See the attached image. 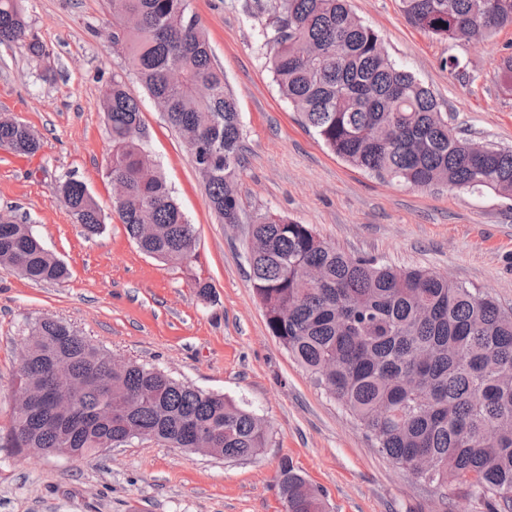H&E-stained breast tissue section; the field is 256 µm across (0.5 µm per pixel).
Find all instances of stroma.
<instances>
[{
  "label": "stroma",
  "instance_id": "35a3bbf8",
  "mask_svg": "<svg viewBox=\"0 0 512 512\" xmlns=\"http://www.w3.org/2000/svg\"><path fill=\"white\" fill-rule=\"evenodd\" d=\"M392 61L430 88L462 136L512 149V84L501 59L512 25L477 42L449 40L408 22L400 0H349ZM26 19L53 53L0 44V113L30 126L43 146L20 157L0 147V212L26 217L69 276L33 283L0 268V512H284L278 461L292 458L323 490L327 512H484L462 493L419 481L373 446L271 336L249 273V227L280 214L326 243L396 268H424L512 307V199L492 192L418 189L379 180L327 150L281 95L260 40L254 0H189L237 98L245 165L241 222L213 213L181 135L107 34V0H23ZM457 57L460 74L445 59ZM120 75L140 104L147 151L192 224V259L172 264L139 251L112 219L110 152L101 90ZM85 182L107 217L87 235L59 198ZM209 283L199 296L196 280ZM54 317L121 360L246 405L267 420L271 443L229 461L149 439L75 460L6 450L13 382L32 324Z\"/></svg>",
  "mask_w": 512,
  "mask_h": 512
}]
</instances>
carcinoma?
Segmentation results:
<instances>
[{"mask_svg": "<svg viewBox=\"0 0 512 512\" xmlns=\"http://www.w3.org/2000/svg\"><path fill=\"white\" fill-rule=\"evenodd\" d=\"M415 26L450 40H482L512 24V0H401ZM268 15L262 31L269 65L302 123L349 165L410 187L488 190L512 197V149L491 143L474 154L448 126L432 91L396 65L379 35L347 0H256ZM112 52L125 56L153 98L170 105L167 121L202 146L210 171L211 209L223 224L240 223L236 181L242 122L224 71L188 0H109ZM0 43L52 53L31 38L20 0H0ZM181 71L170 84L166 74ZM112 151L107 177L123 180L113 214L138 249L182 264L195 236L163 174L150 162L140 105L121 76L102 94ZM0 146L18 155L42 148L37 134L0 114ZM76 223L98 233L105 216L86 185L57 187ZM254 291L266 326L324 393L371 434L378 451L402 469L419 457L432 467L415 476L454 487L486 512H512V312L488 294L425 270L396 271L370 256H350L307 224L267 214L251 225ZM317 266L323 279L305 271ZM0 267L34 283L68 278L30 225L0 213ZM19 385L43 393L13 414L7 447L86 459L152 438L194 452L206 433L226 459L247 460L269 445L271 431L255 412L165 372L112 355L67 324L42 319L30 328ZM71 372L75 404H49L48 366ZM277 484L288 512H326L321 491L284 456Z\"/></svg>", "mask_w": 512, "mask_h": 512, "instance_id": "cac0c4a2", "label": "carcinoma"}]
</instances>
